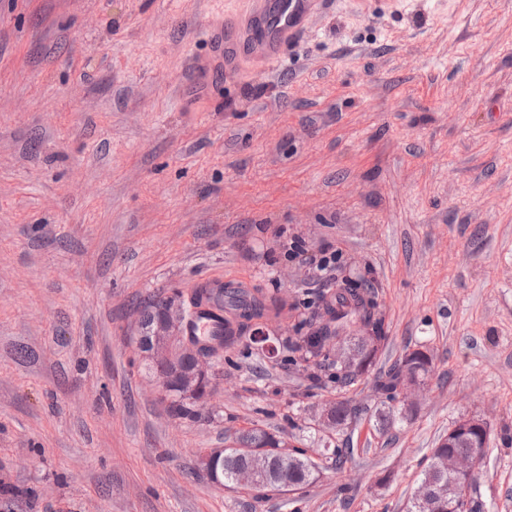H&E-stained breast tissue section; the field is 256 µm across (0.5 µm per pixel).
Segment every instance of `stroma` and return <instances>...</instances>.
<instances>
[{
    "label": "stroma",
    "mask_w": 512,
    "mask_h": 512,
    "mask_svg": "<svg viewBox=\"0 0 512 512\" xmlns=\"http://www.w3.org/2000/svg\"><path fill=\"white\" fill-rule=\"evenodd\" d=\"M224 0H0V504L9 512H406L436 441L488 421L487 512H512V0H330L277 63L225 76ZM335 254L332 271L290 257ZM223 279L277 339L215 361L171 417L128 336L147 299ZM387 341L360 382L290 342L345 280ZM431 350L389 438L376 381ZM361 413L322 453L326 402ZM319 466L296 494L215 488L251 427Z\"/></svg>",
    "instance_id": "1"
}]
</instances>
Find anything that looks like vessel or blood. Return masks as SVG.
<instances>
[{
    "label": "vessel or blood",
    "mask_w": 512,
    "mask_h": 512,
    "mask_svg": "<svg viewBox=\"0 0 512 512\" xmlns=\"http://www.w3.org/2000/svg\"><path fill=\"white\" fill-rule=\"evenodd\" d=\"M227 0L224 23L212 34L224 43V71L237 72L245 62L269 64L280 59L285 48L307 34L326 0ZM203 299L195 309V333L220 336L224 333V308L217 296L224 293V281L210 278L196 284Z\"/></svg>",
    "instance_id": "obj_1"
}]
</instances>
